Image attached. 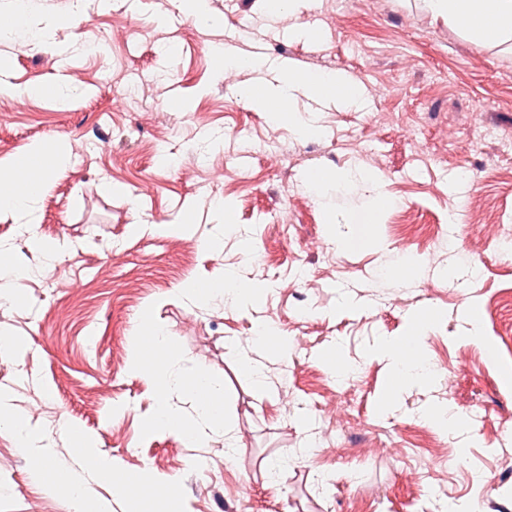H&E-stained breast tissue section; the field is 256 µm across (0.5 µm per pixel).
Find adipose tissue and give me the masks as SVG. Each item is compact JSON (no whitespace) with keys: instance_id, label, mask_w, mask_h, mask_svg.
Returning a JSON list of instances; mask_svg holds the SVG:
<instances>
[{"instance_id":"ef3b65f1","label":"adipose tissue","mask_w":512,"mask_h":512,"mask_svg":"<svg viewBox=\"0 0 512 512\" xmlns=\"http://www.w3.org/2000/svg\"><path fill=\"white\" fill-rule=\"evenodd\" d=\"M424 3L433 15L447 18L450 24L479 41L490 43L512 35V0H424ZM299 86L304 87L308 97L317 103L336 98L355 105L362 98L360 88L336 72L299 74L291 71L280 74L276 81L264 83L262 94H255L248 88L244 95L256 107L277 117L284 112L292 91ZM48 171L49 165L45 162L29 172L20 167L0 168V207L24 210ZM413 339L415 346L411 349L405 348L400 340L389 339L373 350L375 356L389 363L393 393L429 385L439 379L437 370L423 355L421 334H414ZM152 341L149 347L137 345L131 362L133 370L152 373L161 395L152 425L156 428L185 425L192 438L201 439L215 418L223 413L217 404L223 386L204 369H196L191 390L197 401V414L186 416L167 399L168 392L179 388L181 380L171 371L168 360L158 354L163 344L162 331H153Z\"/></svg>"}]
</instances>
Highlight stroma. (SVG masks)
Returning a JSON list of instances; mask_svg holds the SVG:
<instances>
[{"instance_id":"35a3bbf8","label":"stroma","mask_w":512,"mask_h":512,"mask_svg":"<svg viewBox=\"0 0 512 512\" xmlns=\"http://www.w3.org/2000/svg\"><path fill=\"white\" fill-rule=\"evenodd\" d=\"M16 9L54 34L28 52L0 40L6 80L33 90L0 94V164L28 145L92 149L57 163L26 212L0 209V340L18 346L0 354V512H512V257L495 239L512 225V36L475 41L423 0H296L274 19L267 0H0ZM218 44L263 68L225 72ZM274 69L344 73L362 103L326 101L319 136L299 137L240 96ZM361 167L380 190L310 188ZM378 192L376 245L338 248ZM179 218L190 232L171 229ZM229 270L266 287L247 309L183 296ZM469 307L484 342L466 337ZM415 316L450 374L389 406L370 352ZM265 322L275 333L258 337ZM150 324L173 370L222 383L231 433L194 446L150 427L157 389L130 368ZM434 404L450 424L420 418ZM22 428L47 458L19 448ZM83 436L116 475L176 483L171 505L106 483L77 503Z\"/></svg>"}]
</instances>
